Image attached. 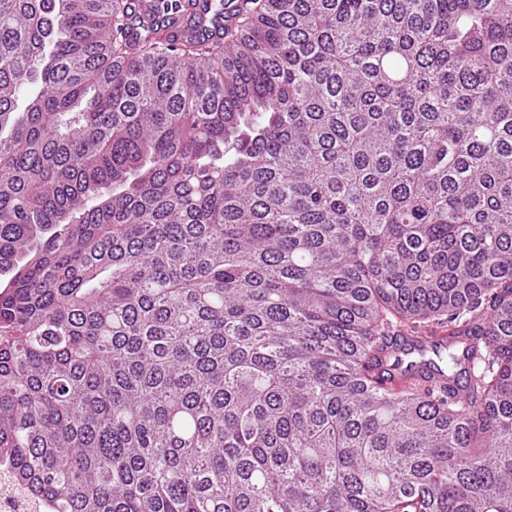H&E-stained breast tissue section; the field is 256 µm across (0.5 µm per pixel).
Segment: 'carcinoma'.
<instances>
[{
  "label": "carcinoma",
  "mask_w": 512,
  "mask_h": 512,
  "mask_svg": "<svg viewBox=\"0 0 512 512\" xmlns=\"http://www.w3.org/2000/svg\"><path fill=\"white\" fill-rule=\"evenodd\" d=\"M0 490L512 512V0H0Z\"/></svg>",
  "instance_id": "carcinoma-1"
}]
</instances>
